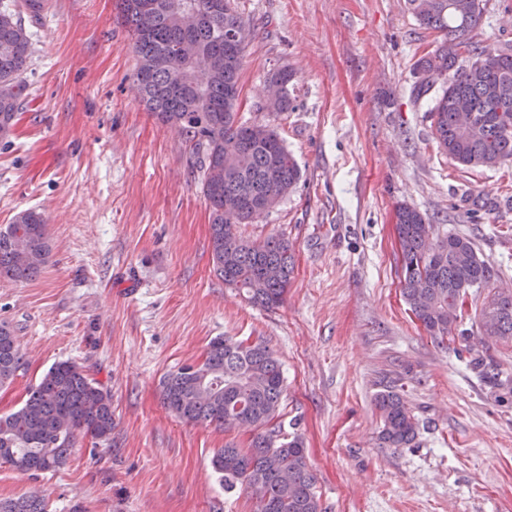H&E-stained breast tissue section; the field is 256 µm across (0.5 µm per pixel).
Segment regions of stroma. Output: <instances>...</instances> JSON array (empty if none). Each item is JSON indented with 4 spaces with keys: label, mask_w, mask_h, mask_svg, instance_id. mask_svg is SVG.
<instances>
[{
    "label": "stroma",
    "mask_w": 512,
    "mask_h": 512,
    "mask_svg": "<svg viewBox=\"0 0 512 512\" xmlns=\"http://www.w3.org/2000/svg\"><path fill=\"white\" fill-rule=\"evenodd\" d=\"M246 24L240 120L275 128L301 178L252 223L248 240H288L284 302L265 309L213 269L210 207L187 138L140 102L138 58L115 0H43L26 21L33 54L12 132L0 140V229L24 210L46 219L37 277L0 280V322L23 355L0 387L19 409L49 367L71 361L112 394L110 440L81 438L59 470L0 466V499L45 495L49 512H257L212 467L249 432L184 421L164 408L163 375L202 361L217 336L264 342L279 359L278 421L301 434L322 512H512V344L483 336V293L459 322L480 380L438 344L400 293L394 209L436 233L471 238L512 291V165L465 169L437 146L412 94L439 36L408 0H234ZM472 39L512 47V0H482ZM288 69V111L262 107ZM487 201L475 211L473 198ZM397 386L420 429L380 445L377 392Z\"/></svg>",
    "instance_id": "1"
}]
</instances>
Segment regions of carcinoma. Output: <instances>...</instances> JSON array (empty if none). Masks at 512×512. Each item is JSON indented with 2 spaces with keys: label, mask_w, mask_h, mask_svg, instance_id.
<instances>
[{
  "label": "carcinoma",
  "mask_w": 512,
  "mask_h": 512,
  "mask_svg": "<svg viewBox=\"0 0 512 512\" xmlns=\"http://www.w3.org/2000/svg\"><path fill=\"white\" fill-rule=\"evenodd\" d=\"M191 1L151 0L156 22L142 29L143 0H119L120 17L134 37L140 65L135 81L149 110L166 124L182 127L199 160L202 190L211 208L212 260L224 284L244 290L265 308L279 306L294 272L288 241L268 238L249 242L236 226L247 224L272 197H285L300 170L279 134L268 126L237 119L238 101L226 98L225 79L239 81L242 58L228 75L216 79L195 75L198 90L178 89L183 67L175 47L192 38L202 55L224 69V32L235 29L245 40V25L232 6L217 9L202 22L178 12ZM453 0H434L418 16L422 25L441 34L436 47L418 62L419 70L436 76L446 87L430 111L441 150L465 168H493L512 163V51L481 47L471 33L483 10L468 16L452 8ZM32 56L30 35L20 13L0 9V139L9 136L26 90L23 74ZM468 58V64L459 61ZM466 103L472 131L458 123V106ZM238 202L234 215L224 214V199ZM46 220L36 210L17 214L0 230V278L28 281L49 257ZM395 233L401 253V294L408 310L440 343L466 339L452 336L469 290L485 288L495 278L471 238L448 233L433 238V225L420 211L395 208ZM234 240L233 248L226 241ZM486 336L512 342V292L489 291L478 314ZM22 365L13 330L0 322V386ZM284 391L279 360L259 341L217 336L204 359L169 373L161 382L164 407L187 422L233 427L242 417L252 432L248 448L227 443L212 458L226 488H249L257 500L287 499L279 512H321L315 477L299 435L287 437L273 426ZM385 448H405L419 431V420L393 386L375 395ZM112 396L74 363H54L29 391L16 411L0 415V464L32 475L64 466L77 438L107 441L112 435ZM288 473L295 493L285 495L280 476ZM0 512H48L41 496L1 500Z\"/></svg>",
  "instance_id": "cac0c4a2"
}]
</instances>
